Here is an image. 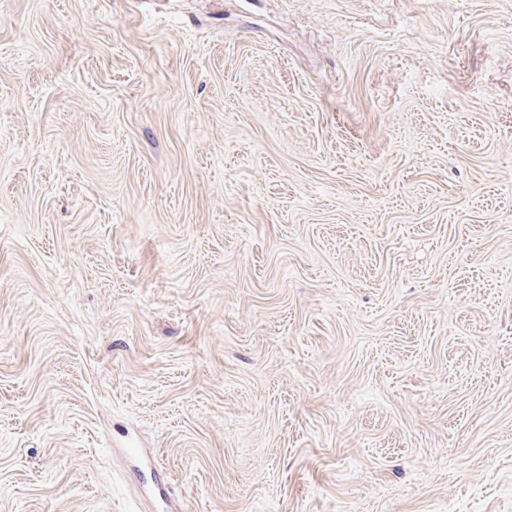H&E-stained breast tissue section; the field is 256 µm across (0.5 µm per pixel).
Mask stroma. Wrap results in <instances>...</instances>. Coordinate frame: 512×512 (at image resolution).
<instances>
[{
	"instance_id": "obj_1",
	"label": "stroma",
	"mask_w": 512,
	"mask_h": 512,
	"mask_svg": "<svg viewBox=\"0 0 512 512\" xmlns=\"http://www.w3.org/2000/svg\"><path fill=\"white\" fill-rule=\"evenodd\" d=\"M0 512H512V0H0Z\"/></svg>"
}]
</instances>
